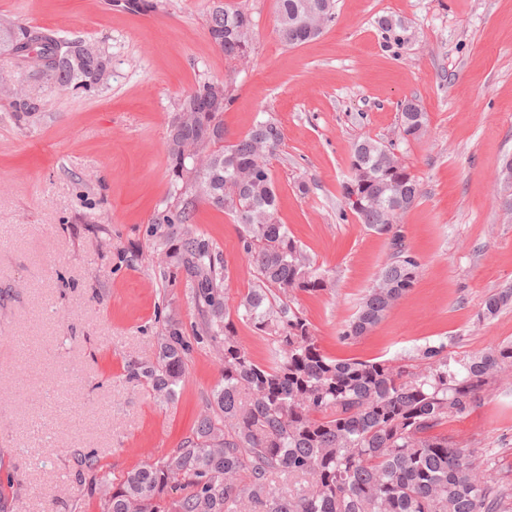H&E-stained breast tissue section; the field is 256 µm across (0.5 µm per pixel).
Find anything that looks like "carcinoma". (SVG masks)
I'll use <instances>...</instances> for the list:
<instances>
[{"instance_id": "obj_1", "label": "carcinoma", "mask_w": 512, "mask_h": 512, "mask_svg": "<svg viewBox=\"0 0 512 512\" xmlns=\"http://www.w3.org/2000/svg\"><path fill=\"white\" fill-rule=\"evenodd\" d=\"M336 0H276L275 32L288 47L318 37L335 17ZM251 14L215 3L207 33L228 61L246 58L251 31L239 30ZM397 44L407 29L392 16L378 20ZM0 49L57 89L92 91L107 63L96 50L52 30L0 21ZM208 82L188 93L168 134V158L180 201L157 211L153 224L178 225L177 247L168 232L159 247L166 263L183 268L194 283L192 299L202 316L196 339L224 363L208 412L192 436L171 455L127 473L116 483L96 472L88 491L100 512H512V491L494 482L476 462V451L438 427L481 404L500 374L512 371V342L463 358L448 344H426L396 363L336 359L316 343L310 321L294 305L298 292L326 286L302 244L279 219L271 157L284 140L281 125L267 119L245 136L227 139L224 111L214 107ZM31 118L42 100L10 86ZM402 140H420L427 116L413 99L400 104ZM238 194L245 208L224 207ZM421 195L420 180L395 155V145L373 139L354 144L350 174L341 184V215L386 238L388 259L362 297L339 338L354 341L374 328L415 285L421 262L406 244L401 216ZM203 200L240 225V252L254 282L235 309L224 304L226 271L213 248L191 224L194 202ZM512 307V288L489 293L480 318ZM271 337L270 360L256 361L238 342L236 322ZM190 343L169 323L158 337L156 358L134 365L163 400L181 390Z\"/></svg>"}]
</instances>
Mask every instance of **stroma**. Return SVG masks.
Returning <instances> with one entry per match:
<instances>
[{
  "label": "stroma",
  "mask_w": 512,
  "mask_h": 512,
  "mask_svg": "<svg viewBox=\"0 0 512 512\" xmlns=\"http://www.w3.org/2000/svg\"><path fill=\"white\" fill-rule=\"evenodd\" d=\"M0 0V17L93 45L108 70L85 95L48 88L0 52V72L44 102L16 123L0 94V512H99L82 464L121 478L191 435L222 377L184 270H160L151 219L173 201L168 127L198 83L232 89L228 138L272 118L285 140L272 160L278 213L326 279L296 305L336 358L400 359L446 342L469 355L512 341V308L480 319L485 296L512 286V0H337L316 39L283 45L276 0H237L255 24L249 56L227 61L207 34L211 0ZM404 21L396 44L378 19ZM415 100L425 136L403 142L398 106ZM394 142L422 195L402 222L421 262L414 288L351 342L338 338L386 262L384 236L340 218L341 184L360 139ZM192 221L225 266L224 302L253 282L239 226L205 202ZM192 337L185 382L160 403L129 379L155 358L165 325ZM442 430L475 448L512 488V375Z\"/></svg>",
  "instance_id": "obj_1"
}]
</instances>
